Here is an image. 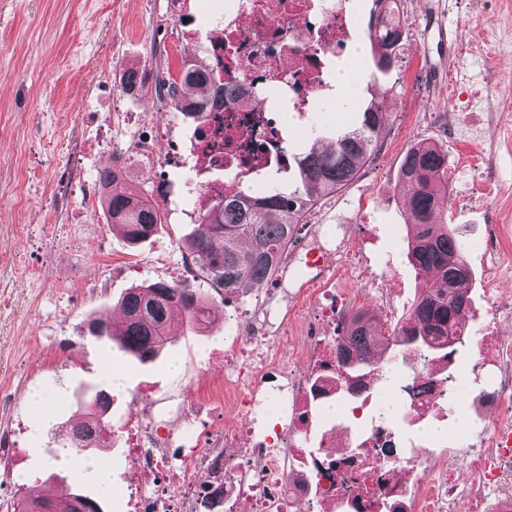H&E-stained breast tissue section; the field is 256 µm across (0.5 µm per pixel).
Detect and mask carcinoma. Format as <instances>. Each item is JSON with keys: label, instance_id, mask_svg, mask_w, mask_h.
<instances>
[{"label": "carcinoma", "instance_id": "obj_1", "mask_svg": "<svg viewBox=\"0 0 512 512\" xmlns=\"http://www.w3.org/2000/svg\"><path fill=\"white\" fill-rule=\"evenodd\" d=\"M380 4L376 23L369 26V42L379 67L391 57L402 36L394 16V0ZM207 67L193 62L180 81L155 78L157 95L167 99L171 110L199 121L203 112L217 105ZM387 122L382 106L374 100L358 106V121L337 138L320 147L293 155L295 187L282 191L274 176L260 189L249 186L221 199L198 222L186 249L193 257L197 277L224 289L238 291L248 285L264 287L282 267L288 246L299 238L304 218L321 195L332 194L358 175L371 155ZM401 178L409 190L406 236L409 263L420 271L435 272L425 291L415 301L408 318L385 329L360 310L340 322L337 332L344 346L336 359V379L380 375L390 359L406 355L414 345L430 355L448 349L461 338L458 330L469 305L471 268L464 244L445 222L440 205L448 194V153L434 144H417L406 154ZM109 222L125 230L126 239L137 244L150 237L161 223L159 210L136 190L105 197ZM124 327L113 333L100 323L92 333L97 339H117L120 347L140 361L154 359L170 342L176 312L202 324L212 311L187 282H156L131 288L121 300ZM75 432L71 455L80 457L96 444L86 434H101L108 423L93 411ZM17 512H102L98 499L70 488L55 499L44 498L30 488L21 497Z\"/></svg>", "mask_w": 512, "mask_h": 512}]
</instances>
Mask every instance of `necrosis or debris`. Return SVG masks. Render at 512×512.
I'll return each instance as SVG.
<instances>
[{
	"instance_id": "4bbe7bcc",
	"label": "necrosis or debris",
	"mask_w": 512,
	"mask_h": 512,
	"mask_svg": "<svg viewBox=\"0 0 512 512\" xmlns=\"http://www.w3.org/2000/svg\"><path fill=\"white\" fill-rule=\"evenodd\" d=\"M221 29L205 61L224 104L192 125L194 206L205 214L221 198L269 173L287 170L289 158L273 116L287 102L308 123L312 100L323 97L328 61L351 39L347 0H225ZM322 330L305 356L307 373L289 369L285 355L263 344L265 334L286 327L277 308L225 312L230 333L252 328L251 341L235 355L223 386L192 391L177 408L183 431L162 438L151 424L126 428L131 512H512V454L498 451L499 433L512 430V343L480 329L477 360L490 372L480 395L497 417L480 443H466L469 482L451 461L428 457L417 445L396 441L391 420H374L351 449L305 448L302 435L317 408L336 397V322L342 316L334 292L324 289ZM451 359L410 381L407 410L415 420L455 403L449 387ZM231 390L246 420L203 438L199 426L209 401Z\"/></svg>"
}]
</instances>
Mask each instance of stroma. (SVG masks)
<instances>
[{
    "mask_svg": "<svg viewBox=\"0 0 512 512\" xmlns=\"http://www.w3.org/2000/svg\"><path fill=\"white\" fill-rule=\"evenodd\" d=\"M348 5L357 32L338 58L353 63L355 100L375 87L372 96L388 112L369 161L354 181L321 198L278 276L261 289L233 294L200 283L214 321L197 325L176 317L171 342L142 363L117 342L92 337L88 325L118 321L120 299L130 288L180 281L183 241L194 228L192 198L183 194L161 205L157 232L132 245L103 208L84 214L68 187L83 182L99 199L107 191L135 188L150 196L161 183L182 186L184 169L141 167L133 143L146 137L145 128H116L109 149L98 151V124L113 112L168 113L154 84L128 92L121 77L145 69L170 78L176 61L203 59L224 0H0V253L10 257L0 266V384L10 386L0 397V428L16 433L15 464L0 471V512H11L27 486L44 492L62 483L100 496L103 512H129L122 426L144 419L154 422L159 436L177 432L181 421L168 407L229 376L227 360L247 339L228 337L225 304L256 310L270 302L288 310L286 339L269 344L287 348L297 371L303 364L295 354L318 329L319 289L357 292L358 307L384 326L404 321L429 279L405 256L407 188L400 168L416 144L447 150L448 223L463 239L482 244L468 256L474 272L468 320L480 321L490 304L512 297V0H399L403 40L396 66L384 72L376 69L367 42L373 0ZM186 26L194 30L188 40L180 34ZM442 28L448 32L444 43ZM357 117L350 105L341 121L319 105L311 115L314 128L305 134H297L292 122L278 125L299 153ZM107 169L117 179L106 190L98 175ZM48 224L82 225L88 237H103L106 250L83 255L49 245L43 235ZM318 255L324 265L312 266ZM360 259L389 279L391 308L351 274ZM113 261L133 265L135 275L110 274ZM28 267L40 269L41 278H27ZM302 271L317 278L305 290L297 279ZM174 360L180 363L176 373L169 370ZM110 367L117 378L107 376ZM33 388L56 397L52 423L27 404ZM94 392L110 403L112 430L78 465L67 448L85 417L79 400ZM463 424L480 432L492 426L493 413L476 411L468 397L443 415L400 425L399 437L422 439L428 455L443 457ZM103 463L112 470L108 488L95 479Z\"/></svg>",
    "mask_w": 512,
    "mask_h": 512,
    "instance_id": "stroma-1",
    "label": "stroma"
}]
</instances>
